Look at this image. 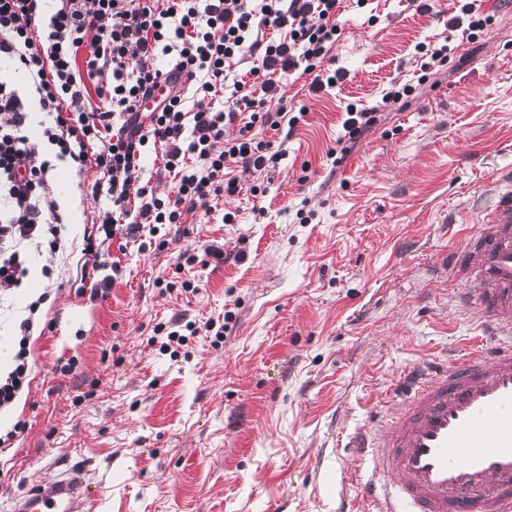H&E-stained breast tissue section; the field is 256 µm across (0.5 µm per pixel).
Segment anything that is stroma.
Returning <instances> with one entry per match:
<instances>
[{
    "label": "stroma",
    "instance_id": "1",
    "mask_svg": "<svg viewBox=\"0 0 512 512\" xmlns=\"http://www.w3.org/2000/svg\"><path fill=\"white\" fill-rule=\"evenodd\" d=\"M428 3L346 0L333 51L346 78L316 94L285 85L307 116L276 169L242 175L263 194L162 225L146 249L129 243L104 298L71 284L84 222L103 207L73 176L69 251H31L28 288L0 300L9 332L42 266L65 279L43 306L51 330L31 340L30 389L0 414L1 427L25 426L0 454V506L77 468L90 490L79 512H368L370 466L349 437L397 412L409 370L488 344L477 313L452 300L465 283L450 261L487 232L512 172V0H481L493 23L460 47L464 62L387 108L339 167L326 163L347 105L416 83V45L447 36L456 0ZM208 244L224 256L204 265ZM228 311L221 343L151 341L157 324ZM69 359L74 373L55 374Z\"/></svg>",
    "mask_w": 512,
    "mask_h": 512
}]
</instances>
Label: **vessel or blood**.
I'll use <instances>...</instances> for the list:
<instances>
[{"instance_id": "obj_1", "label": "vessel or blood", "mask_w": 512, "mask_h": 512, "mask_svg": "<svg viewBox=\"0 0 512 512\" xmlns=\"http://www.w3.org/2000/svg\"><path fill=\"white\" fill-rule=\"evenodd\" d=\"M492 235L468 242L465 273L480 285L459 301L502 336L492 348L407 374L402 407L351 446L377 478L375 512H512V180L486 216ZM88 495L79 471L23 488L8 512H75Z\"/></svg>"}]
</instances>
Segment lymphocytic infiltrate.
I'll return each instance as SVG.
<instances>
[{"label": "lymphocytic infiltrate", "mask_w": 512, "mask_h": 512, "mask_svg": "<svg viewBox=\"0 0 512 512\" xmlns=\"http://www.w3.org/2000/svg\"><path fill=\"white\" fill-rule=\"evenodd\" d=\"M343 0H0V62L28 77L27 86L0 79V290L29 275V246L66 252L69 216L52 188L58 164L77 174L95 169L91 190L106 193L108 211L83 231L80 279L92 297L107 294L101 273L111 249L125 251L151 224H178L195 211L211 214L222 195L238 193L227 163L261 173L284 159V148L263 129L295 130L305 110L288 108L283 78L309 77L316 93L345 74L329 68L340 37ZM492 23L478 0H464L448 20L444 43L426 46L417 85L446 68L450 50L473 43ZM277 37H267V29ZM168 93L153 111L140 109L159 84ZM223 95L219 107L185 108L182 91ZM417 85L395 84L381 104L407 102ZM103 103L88 109L90 96ZM379 107L348 106L342 134L326 160L340 166L376 129ZM238 124L234 137L224 129ZM177 174L170 191L156 193L140 176L146 154ZM194 158V167L184 164ZM46 289L33 296L13 330L14 354L0 372V412L11 409L31 382L30 338L57 277L41 269Z\"/></svg>", "instance_id": "obj_1"}]
</instances>
